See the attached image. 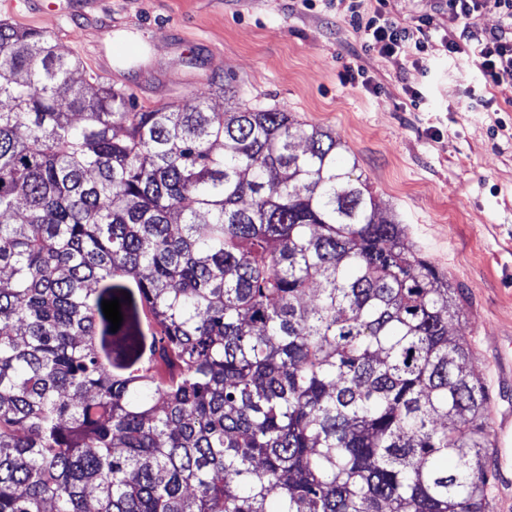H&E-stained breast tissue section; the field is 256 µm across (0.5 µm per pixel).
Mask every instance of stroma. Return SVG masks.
Masks as SVG:
<instances>
[{
	"instance_id": "obj_1",
	"label": "stroma",
	"mask_w": 512,
	"mask_h": 512,
	"mask_svg": "<svg viewBox=\"0 0 512 512\" xmlns=\"http://www.w3.org/2000/svg\"><path fill=\"white\" fill-rule=\"evenodd\" d=\"M36 12L0 0V19L54 33L67 57L95 74L112 57L114 87L140 107L195 105L224 111L211 83L239 102L277 106L342 145L378 205L402 224L409 245L458 288V335L492 396V414L512 415V82L482 87L441 40L422 75L411 59L359 49V36L316 0H52ZM362 67L375 87L343 79ZM422 86L426 104L406 85Z\"/></svg>"
}]
</instances>
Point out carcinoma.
I'll return each mask as SVG.
<instances>
[{
	"instance_id": "carcinoma-1",
	"label": "carcinoma",
	"mask_w": 512,
	"mask_h": 512,
	"mask_svg": "<svg viewBox=\"0 0 512 512\" xmlns=\"http://www.w3.org/2000/svg\"><path fill=\"white\" fill-rule=\"evenodd\" d=\"M85 83L0 20V512H490L458 291L336 138Z\"/></svg>"
}]
</instances>
